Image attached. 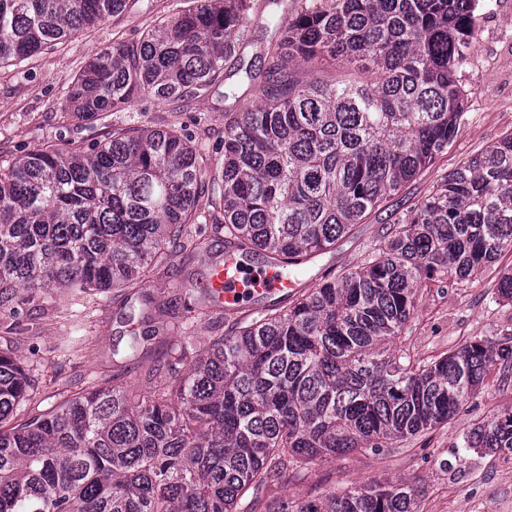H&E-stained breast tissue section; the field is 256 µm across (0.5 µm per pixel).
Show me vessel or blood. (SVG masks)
Here are the masks:
<instances>
[{"label":"vessel or blood","instance_id":"b4317fda","mask_svg":"<svg viewBox=\"0 0 512 512\" xmlns=\"http://www.w3.org/2000/svg\"><path fill=\"white\" fill-rule=\"evenodd\" d=\"M204 286L225 308L237 309L256 296L291 294L297 283L275 264L247 272L235 252L228 251L210 262Z\"/></svg>","mask_w":512,"mask_h":512}]
</instances>
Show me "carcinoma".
<instances>
[{"label": "carcinoma", "instance_id": "1", "mask_svg": "<svg viewBox=\"0 0 512 512\" xmlns=\"http://www.w3.org/2000/svg\"><path fill=\"white\" fill-rule=\"evenodd\" d=\"M128 0H0V64L22 61L126 9ZM476 0H299L271 17L256 80L237 53L251 0H191L135 43L92 55L68 110L93 123L137 97L178 102L239 83L210 168L174 131L114 128L90 152L37 149L0 167V311L21 292L133 289L176 251L199 199L224 212V242L297 274L448 152L464 109L456 79ZM353 77H317L324 63ZM512 250V132L441 178L392 224L371 260L234 323L194 353L170 347L150 394L103 376L52 411L13 422L30 376L0 352V512H259L288 466L386 448L458 415L512 341L475 340L437 360L393 348L425 280L470 281ZM497 292L512 302V267ZM147 334L135 335L137 356ZM512 454V408L465 440ZM266 512H419L403 483L358 485Z\"/></svg>", "mask_w": 512, "mask_h": 512}]
</instances>
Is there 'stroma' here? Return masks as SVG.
<instances>
[{
    "mask_svg": "<svg viewBox=\"0 0 512 512\" xmlns=\"http://www.w3.org/2000/svg\"><path fill=\"white\" fill-rule=\"evenodd\" d=\"M187 0H129L127 9L71 35L54 49L0 67V164L17 161L41 148H93L116 127L174 129L198 144L201 165L224 153V102L217 95L166 103L151 97L134 100L121 112L94 123L77 120L65 106V94L86 60L115 42H135L161 19L174 16ZM475 39L457 80L465 94V112L447 153L424 169L395 196L390 207L353 225L334 250L307 263L298 277L299 292L324 279L366 264L376 241L390 225L429 193L433 184L463 161L496 144L512 131V0H478L473 12ZM190 233H203L204 250L172 257L154 274L166 291L143 286L141 293L114 289L85 299L66 289L30 293L22 315L0 314V351L10 352L34 379L24 405L33 417L92 382L112 352H127L130 322L148 314L160 331L151 351L140 359L127 381L148 391L153 374L164 367L167 347L179 344L173 324L191 323V345H205L239 320L227 310L217 319L195 322L196 306L187 289L200 288L210 251L222 249V217L209 199H200ZM512 267L505 251L470 282L448 278L428 281L394 347L430 360L479 339L492 341L512 328V303L497 293L499 273ZM512 406V372L492 367L486 385L448 424L392 444L305 468H291L266 491L267 499H320L359 484L402 482L418 493L420 512H506L512 505V457L488 456L464 447L465 434L478 422Z\"/></svg>",
    "mask_w": 512,
    "mask_h": 512,
    "instance_id": "35a3bbf8",
    "label": "stroma"
}]
</instances>
